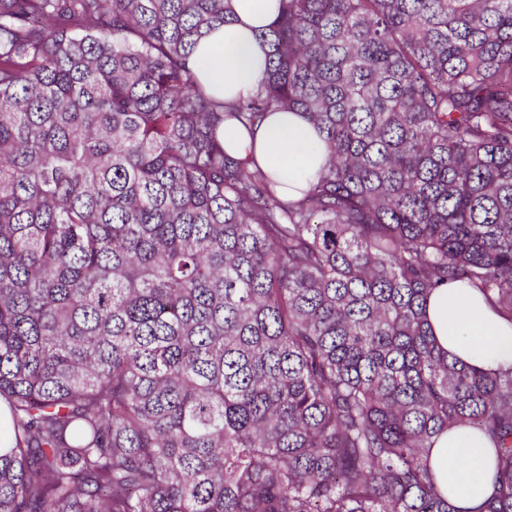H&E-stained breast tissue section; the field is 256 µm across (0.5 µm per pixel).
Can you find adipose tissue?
Wrapping results in <instances>:
<instances>
[{
  "instance_id": "ef3b65f1",
  "label": "adipose tissue",
  "mask_w": 512,
  "mask_h": 512,
  "mask_svg": "<svg viewBox=\"0 0 512 512\" xmlns=\"http://www.w3.org/2000/svg\"><path fill=\"white\" fill-rule=\"evenodd\" d=\"M227 22L200 40L194 73L218 99L252 91L265 76L266 47L259 34L277 13V0H230ZM229 154L247 158L276 175L286 198L300 197L326 161L325 145L302 114L277 112L253 129L225 131ZM428 327L449 357L488 371L512 366V321L493 310L477 291L444 286L429 297ZM439 483L451 490L456 512H477L492 491L494 449L469 429L442 434L431 453Z\"/></svg>"
}]
</instances>
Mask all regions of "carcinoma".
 Instances as JSON below:
<instances>
[{
    "mask_svg": "<svg viewBox=\"0 0 512 512\" xmlns=\"http://www.w3.org/2000/svg\"><path fill=\"white\" fill-rule=\"evenodd\" d=\"M278 2L224 101L227 0H0V512H452L460 426L512 512V368L424 316L512 321V0ZM279 111L325 135L296 200L224 149ZM230 16L194 49V73L218 99L252 91L265 77L267 47L259 34L276 16L277 0H229ZM427 323L449 358L487 371L512 366V322L470 288L444 286L427 300Z\"/></svg>",
    "mask_w": 512,
    "mask_h": 512,
    "instance_id": "obj_1",
    "label": "carcinoma"
}]
</instances>
